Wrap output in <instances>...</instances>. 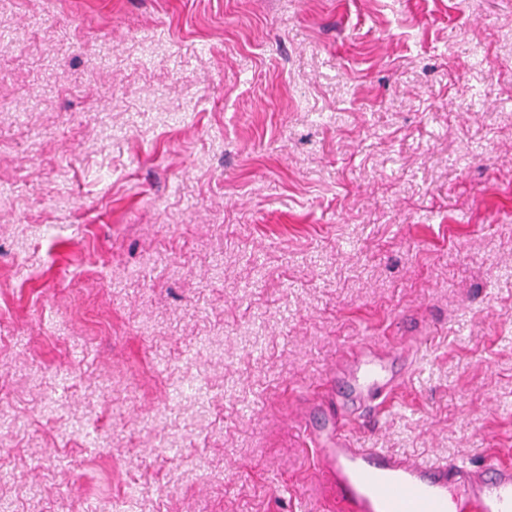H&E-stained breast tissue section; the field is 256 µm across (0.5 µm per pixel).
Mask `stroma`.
Wrapping results in <instances>:
<instances>
[{"instance_id": "obj_1", "label": "stroma", "mask_w": 512, "mask_h": 512, "mask_svg": "<svg viewBox=\"0 0 512 512\" xmlns=\"http://www.w3.org/2000/svg\"><path fill=\"white\" fill-rule=\"evenodd\" d=\"M367 336L512 462V0H0V512H328Z\"/></svg>"}]
</instances>
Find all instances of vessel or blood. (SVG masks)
<instances>
[{"mask_svg": "<svg viewBox=\"0 0 512 512\" xmlns=\"http://www.w3.org/2000/svg\"><path fill=\"white\" fill-rule=\"evenodd\" d=\"M418 337L394 345L367 339L345 349L325 376L333 409L300 413L326 496L336 512H512V464L423 460L370 448L354 425L377 415L405 385Z\"/></svg>", "mask_w": 512, "mask_h": 512, "instance_id": "obj_1", "label": "vessel or blood"}]
</instances>
